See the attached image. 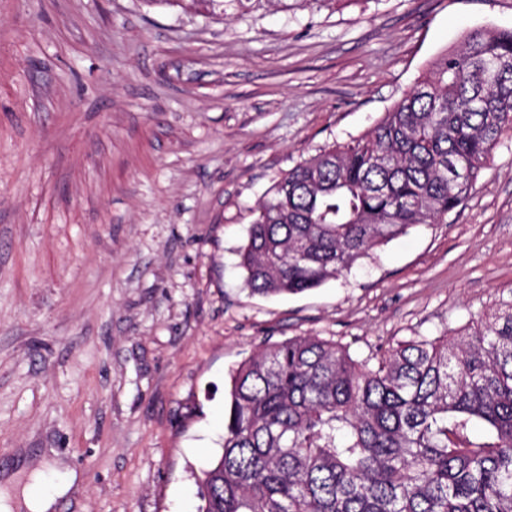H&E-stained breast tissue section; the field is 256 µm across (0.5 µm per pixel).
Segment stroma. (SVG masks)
<instances>
[{
    "instance_id": "35a3bbf8",
    "label": "stroma",
    "mask_w": 512,
    "mask_h": 512,
    "mask_svg": "<svg viewBox=\"0 0 512 512\" xmlns=\"http://www.w3.org/2000/svg\"><path fill=\"white\" fill-rule=\"evenodd\" d=\"M486 28L512 0H0V496L73 471L53 512H196L257 346L361 359L512 299L510 136L447 221L318 288L237 266L278 178ZM191 2L193 6H198L212 16H224L225 6H235L238 9L247 8L249 3H262L263 0H146L149 5H177L182 2ZM218 1H223V13H221L222 5Z\"/></svg>"
}]
</instances>
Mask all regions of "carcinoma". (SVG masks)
<instances>
[{
    "mask_svg": "<svg viewBox=\"0 0 512 512\" xmlns=\"http://www.w3.org/2000/svg\"><path fill=\"white\" fill-rule=\"evenodd\" d=\"M272 0H189L212 16ZM512 133V29L471 32L360 138L267 191L238 265L251 293L298 294L468 199ZM485 423L488 441L469 428ZM197 512H512V301L471 332L364 359L319 336L232 373Z\"/></svg>",
    "mask_w": 512,
    "mask_h": 512,
    "instance_id": "cac0c4a2",
    "label": "carcinoma"
}]
</instances>
